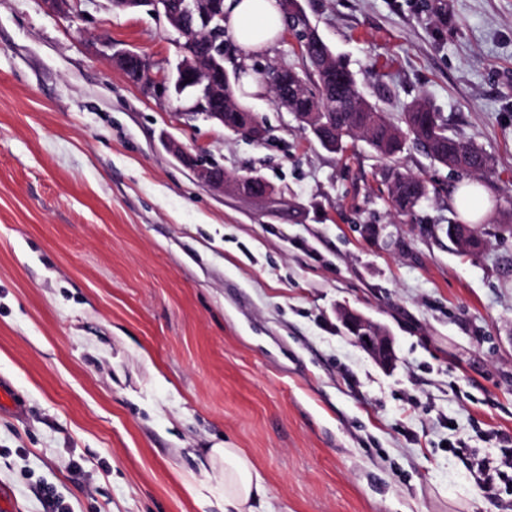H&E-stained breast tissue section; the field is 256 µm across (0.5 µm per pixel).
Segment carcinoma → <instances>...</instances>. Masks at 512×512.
<instances>
[{
	"mask_svg": "<svg viewBox=\"0 0 512 512\" xmlns=\"http://www.w3.org/2000/svg\"><path fill=\"white\" fill-rule=\"evenodd\" d=\"M302 54L310 64L313 76L286 71L280 91L288 95L291 112H315L317 141L330 152L343 150V139L360 136L376 152L391 156L403 149V135L426 149L439 164L459 175L476 176L490 170L491 158L474 143L448 134L437 112L423 101L414 102L404 120L402 131L385 119L359 90L347 63L325 44H312L299 35ZM240 77L231 76L224 84V98L210 101V108L224 109V125L235 123L237 112L249 108L236 93ZM430 192L422 178L399 173L388 188V202L399 215L415 213Z\"/></svg>",
	"mask_w": 512,
	"mask_h": 512,
	"instance_id": "obj_1",
	"label": "carcinoma"
}]
</instances>
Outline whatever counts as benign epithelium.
Wrapping results in <instances>:
<instances>
[{"mask_svg": "<svg viewBox=\"0 0 512 512\" xmlns=\"http://www.w3.org/2000/svg\"><path fill=\"white\" fill-rule=\"evenodd\" d=\"M108 2L123 5L121 8L123 12L129 9L135 11L146 5L153 6L156 12L163 11L169 25L178 34L181 49L178 61L180 78L176 80L172 77L153 74L151 64L145 56L127 49L113 52L109 56V62L124 71L127 61L134 56L138 57L139 68L130 80L141 86L145 93L158 99H165L169 96L173 84L176 83L181 87L180 94L192 101L188 113L200 112L217 124H224V112H208L205 109V101L224 96V65L220 63V59L224 58V28L220 24V19L224 15V0H184L180 15L162 9L161 0H108ZM183 14H192L197 18L199 32L212 46V54L202 56L190 51L189 46L194 44V40L182 34L184 21L181 15ZM167 147L182 163L190 166L199 181L216 191L222 192L230 188L249 200H274V188L266 181L259 188L245 189L242 180L229 178L224 173V167L215 159L201 154L193 155L173 141L168 142ZM342 324L355 342L363 347L379 366L388 369L393 365L395 351L391 336L378 324L355 311L344 314Z\"/></svg>", "mask_w": 512, "mask_h": 512, "instance_id": "benign-epithelium-1", "label": "benign epithelium"}]
</instances>
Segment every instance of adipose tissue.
<instances>
[{"mask_svg": "<svg viewBox=\"0 0 512 512\" xmlns=\"http://www.w3.org/2000/svg\"><path fill=\"white\" fill-rule=\"evenodd\" d=\"M224 24L244 52H265L283 29L277 0H224ZM220 468L216 489L230 512H260L268 495L267 478L240 448L218 445L209 455Z\"/></svg>", "mask_w": 512, "mask_h": 512, "instance_id": "1", "label": "adipose tissue"}]
</instances>
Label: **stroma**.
Masks as SVG:
<instances>
[{"label":"stroma","mask_w":512,"mask_h":512,"mask_svg":"<svg viewBox=\"0 0 512 512\" xmlns=\"http://www.w3.org/2000/svg\"><path fill=\"white\" fill-rule=\"evenodd\" d=\"M394 123L414 101L492 159L477 257L448 238L460 181L413 141L331 154L266 94L256 143L187 99L147 95L107 36L174 71L176 33L145 6L0 0V492L16 512H218L201 471L243 449L266 512H501L512 481V0H299ZM250 68L303 71L281 33ZM257 173L280 203L201 184L164 148ZM434 185L414 219L386 178ZM393 338L383 369L342 326ZM463 443V453L450 447Z\"/></svg>","instance_id":"1"}]
</instances>
